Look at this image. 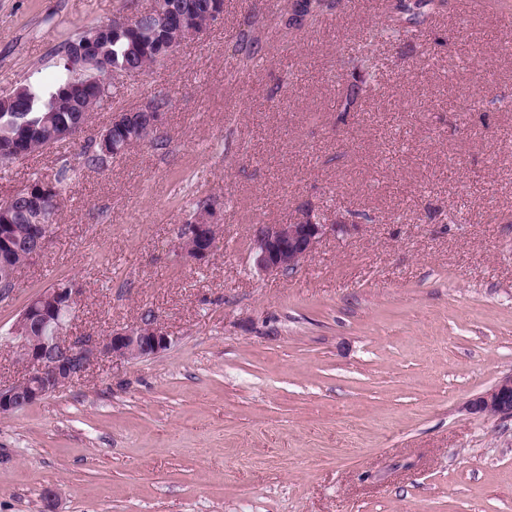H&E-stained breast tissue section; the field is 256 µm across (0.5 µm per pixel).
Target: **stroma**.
I'll use <instances>...</instances> for the list:
<instances>
[{"label": "stroma", "mask_w": 512, "mask_h": 512, "mask_svg": "<svg viewBox=\"0 0 512 512\" xmlns=\"http://www.w3.org/2000/svg\"><path fill=\"white\" fill-rule=\"evenodd\" d=\"M292 0L224 16L117 80L79 138L0 170V200L65 184L56 231L0 300V379L23 368L19 313L61 281L75 334L164 322L171 345L0 414V512H512V418L469 401L512 374V0H448L425 29L368 41L379 0L293 30ZM120 0H0V96L51 88L61 47ZM259 16L260 51L236 39ZM379 73L336 110V58ZM163 94L165 147L103 167L81 152ZM211 196L224 237L196 265L175 241ZM340 225L297 271L257 272L252 228L303 212Z\"/></svg>", "instance_id": "35a3bbf8"}]
</instances>
